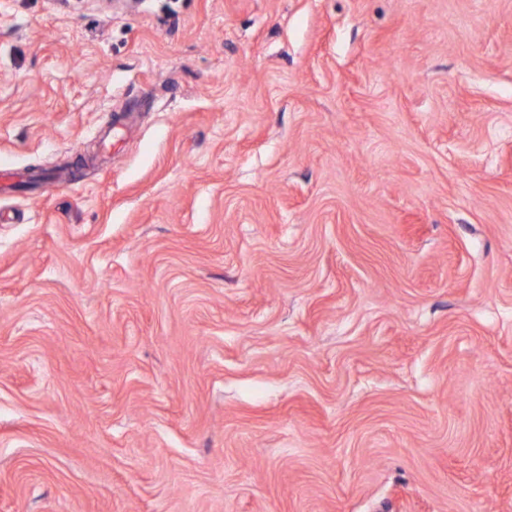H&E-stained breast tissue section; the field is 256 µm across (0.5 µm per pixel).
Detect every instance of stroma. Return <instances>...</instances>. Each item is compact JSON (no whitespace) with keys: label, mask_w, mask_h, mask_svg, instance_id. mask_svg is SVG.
<instances>
[{"label":"stroma","mask_w":512,"mask_h":512,"mask_svg":"<svg viewBox=\"0 0 512 512\" xmlns=\"http://www.w3.org/2000/svg\"><path fill=\"white\" fill-rule=\"evenodd\" d=\"M0 512H512V0H0Z\"/></svg>","instance_id":"stroma-1"}]
</instances>
